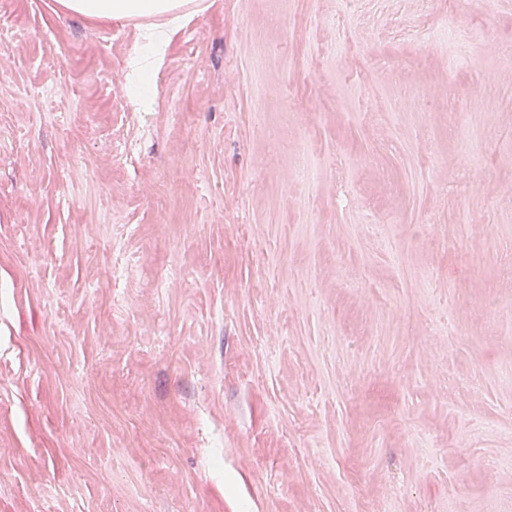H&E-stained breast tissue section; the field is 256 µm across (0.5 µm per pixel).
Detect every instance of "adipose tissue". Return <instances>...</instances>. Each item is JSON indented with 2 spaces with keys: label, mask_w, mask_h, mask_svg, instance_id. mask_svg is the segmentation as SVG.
Returning <instances> with one entry per match:
<instances>
[{
  "label": "adipose tissue",
  "mask_w": 512,
  "mask_h": 512,
  "mask_svg": "<svg viewBox=\"0 0 512 512\" xmlns=\"http://www.w3.org/2000/svg\"><path fill=\"white\" fill-rule=\"evenodd\" d=\"M189 0H57L67 13L91 19L125 21L137 18L173 14L187 6ZM175 27L150 28L141 32V42L132 57L128 81L131 99L137 106H147L156 90L157 77Z\"/></svg>",
  "instance_id": "adipose-tissue-1"
}]
</instances>
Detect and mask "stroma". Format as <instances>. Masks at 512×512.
<instances>
[{
	"instance_id": "1",
	"label": "stroma",
	"mask_w": 512,
	"mask_h": 512,
	"mask_svg": "<svg viewBox=\"0 0 512 512\" xmlns=\"http://www.w3.org/2000/svg\"><path fill=\"white\" fill-rule=\"evenodd\" d=\"M198 5L0 0V512H512V0ZM192 0H57L59 8L91 19L125 21L179 12ZM196 12L181 14L182 16L177 17L170 27L149 28L139 35L138 38L142 43L137 46L132 56L131 72L128 78L131 84V99L138 107H145L152 101L157 77L173 35L182 23L193 17Z\"/></svg>"
}]
</instances>
